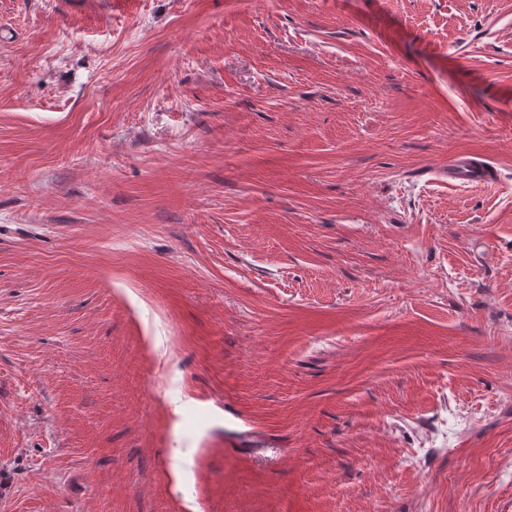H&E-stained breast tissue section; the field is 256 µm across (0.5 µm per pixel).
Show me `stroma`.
<instances>
[{"instance_id":"stroma-1","label":"stroma","mask_w":512,"mask_h":512,"mask_svg":"<svg viewBox=\"0 0 512 512\" xmlns=\"http://www.w3.org/2000/svg\"><path fill=\"white\" fill-rule=\"evenodd\" d=\"M0 512H512V0H0ZM498 180L499 174L497 169L486 161L461 156L448 163L449 185L494 184Z\"/></svg>"}]
</instances>
